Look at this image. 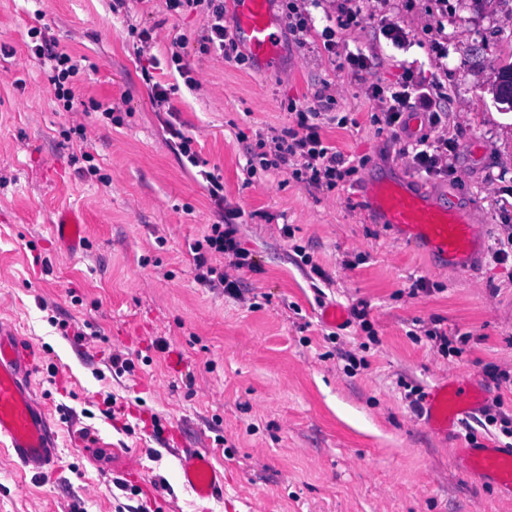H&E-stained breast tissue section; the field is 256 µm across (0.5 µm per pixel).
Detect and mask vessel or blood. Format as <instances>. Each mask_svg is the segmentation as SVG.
Segmentation results:
<instances>
[{"mask_svg":"<svg viewBox=\"0 0 512 512\" xmlns=\"http://www.w3.org/2000/svg\"><path fill=\"white\" fill-rule=\"evenodd\" d=\"M235 2L234 37L246 43L255 57L274 61L280 42L269 0ZM358 195L380 223L421 244L442 270L469 271L482 250L472 216L408 183L370 178L362 183ZM51 235L60 251L77 253L86 244L83 216L70 209L59 211ZM35 357L33 345L0 320V438L8 440L23 465L39 474L58 460L59 443L52 417L34 391ZM483 403L477 383L443 380L429 390L418 423L430 433L444 435L475 415ZM164 439L177 451L185 485L203 499L223 495L224 474L207 450L185 443L175 427L166 430ZM451 456L456 467L472 479L493 483L512 497V448L475 440L456 445Z\"/></svg>","mask_w":512,"mask_h":512,"instance_id":"vessel-or-blood-1","label":"vessel or blood"}]
</instances>
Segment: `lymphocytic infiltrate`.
Here are the masks:
<instances>
[{
	"label": "lymphocytic infiltrate",
	"mask_w": 512,
	"mask_h": 512,
	"mask_svg": "<svg viewBox=\"0 0 512 512\" xmlns=\"http://www.w3.org/2000/svg\"><path fill=\"white\" fill-rule=\"evenodd\" d=\"M165 4L171 12L184 8L200 9L206 19L201 44L203 51L215 52L227 62H241L239 45L224 20V0H165ZM360 14V9L342 8L336 28L326 30L323 42L325 52L343 57L344 67L357 78L379 65L381 58L373 50L348 51L345 42L336 40L335 31L357 23ZM27 35L30 55L47 72L59 111H78L80 100L74 83L85 72L80 60L47 36L42 27H29ZM368 95L380 103L383 121L391 133L406 130L408 113L425 114L427 131L409 138L400 154L412 172L426 179L447 177L450 170L448 158L457 145V139L448 127L447 92L408 68L400 81L391 86H369ZM335 107L336 99L327 94L325 87L315 88L309 102L296 109L293 123L272 129L269 140H258L257 151L250 153L247 160L248 178H255L261 171H271L292 177L312 192H330L345 186L355 174L357 164L335 146L324 142L321 136L324 124L333 123L344 128L351 122L349 116H335ZM204 178L211 201L222 210L221 219L209 225L202 239L192 246L190 255L200 283L223 289L225 294L239 299L243 296L240 273L253 266L249 252L237 237L238 226L245 223L246 213L240 208H225L221 176L208 172ZM216 255L223 257V266L212 265L211 260Z\"/></svg>",
	"instance_id": "lymphocytic-infiltrate-1"
}]
</instances>
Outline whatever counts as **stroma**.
I'll list each match as a JSON object with an SVG mask.
<instances>
[{
  "mask_svg": "<svg viewBox=\"0 0 512 512\" xmlns=\"http://www.w3.org/2000/svg\"><path fill=\"white\" fill-rule=\"evenodd\" d=\"M299 8L314 25L305 42L289 35L273 0L277 60L251 56L236 67L201 50L203 17L169 13L163 0H143L126 17L112 14L109 0H0V319L40 351L36 392L63 441L39 478L0 439V512H512V499L451 461L467 432L498 442L499 430L473 418L448 436L430 434L407 397L411 385L426 392L470 377L487 405L512 415V258L496 264L488 251L512 231V109L492 93L512 64V0H389L388 16L410 40L382 44L383 64L361 82L322 50L335 0ZM37 22L83 59L80 99L114 106L122 126L94 111H57L46 74L27 55ZM143 29L160 61L149 81L136 56ZM177 36L200 90L181 85L166 63ZM438 42L447 58L436 57ZM404 61L448 92V124L459 136L452 173L422 186L484 226L488 248L463 274L436 269L356 196L369 177L414 178L401 140L373 122L379 104L366 94L369 84L399 81ZM156 82L175 85L170 104L196 139L198 165L169 143L152 101ZM321 82L338 112L360 122L321 131L360 160L349 186L312 194L272 172L246 182L243 139L288 124L289 103L305 104ZM75 122L87 128L89 157L63 136ZM91 164L110 186L87 175ZM205 170L222 177L225 207L249 215L239 238L256 267L241 275L240 300L199 283L190 259V244L218 219ZM60 207L85 211L88 245L73 256L50 235ZM299 246L321 274L301 264ZM420 278L426 289L412 291ZM360 302L377 337L366 350L358 326L335 330L320 318L322 305ZM434 325L465 336L459 354L444 357L421 337ZM175 350L177 373L168 368ZM348 351L364 354L366 366L346 372ZM113 353L133 358L134 372L111 374ZM173 424L223 469L225 496L203 500L183 484L174 450L159 440V428ZM131 464L144 469L154 497L117 488Z\"/></svg>",
  "mask_w": 512,
  "mask_h": 512,
  "instance_id": "obj_1",
  "label": "stroma"
}]
</instances>
